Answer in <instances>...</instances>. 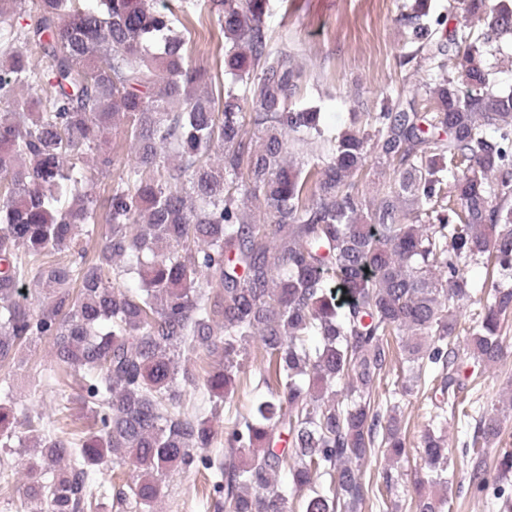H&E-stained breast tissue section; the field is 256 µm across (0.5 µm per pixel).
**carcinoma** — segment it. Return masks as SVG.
<instances>
[{
	"label": "carcinoma",
	"mask_w": 512,
	"mask_h": 512,
	"mask_svg": "<svg viewBox=\"0 0 512 512\" xmlns=\"http://www.w3.org/2000/svg\"><path fill=\"white\" fill-rule=\"evenodd\" d=\"M6 4L17 0H0V43L22 39L37 58L0 63V449L26 447L14 420L35 428L9 383L27 343L51 342L54 368L92 412L84 436L49 434L33 445L26 512H83L104 494L92 467L110 455L135 467L114 498L137 512L161 496L168 473L213 467L202 454L214 443L209 419L182 407L178 379L195 383L189 354L217 355L203 386L229 404L240 357L255 342L265 394L224 425V512H292L298 498L305 512H359L370 493L384 506L398 476L385 470L368 484L358 461L377 446L396 458L404 451L399 402H371L392 364L391 336L403 354L394 395L420 390L438 369L450 399L433 403L420 435L428 475L413 512H444L447 499L430 488L448 487L445 429L458 415L475 418L462 451L472 487H495L504 506L512 500V452L493 468L484 455L504 411L460 409L450 341L460 301L477 292L464 275L470 264L488 268L491 298L467 329L474 364L503 357L501 322L512 313V92L493 90L484 63L512 38L511 8L468 0L483 28L441 38L418 0L401 19L415 44L404 63L420 56L435 65L425 110L399 97L366 113L374 134L329 135L316 109L297 104L300 72L271 48L267 0H214L231 76L214 89L184 64L168 6L38 0L30 26ZM24 85L36 94L14 98ZM249 98L254 112L244 111ZM173 102L182 108L169 109ZM121 118L134 161L112 182L102 234L83 159ZM291 142L307 161L288 159ZM373 146L399 180L369 198L358 176ZM168 149L172 166L161 160ZM249 199L263 200L264 222L246 217ZM98 233L89 255L80 241ZM31 274L42 284L36 309L23 302ZM128 277L137 288L125 286ZM283 468L286 489L277 483Z\"/></svg>",
	"instance_id": "cac0c4a2"
}]
</instances>
